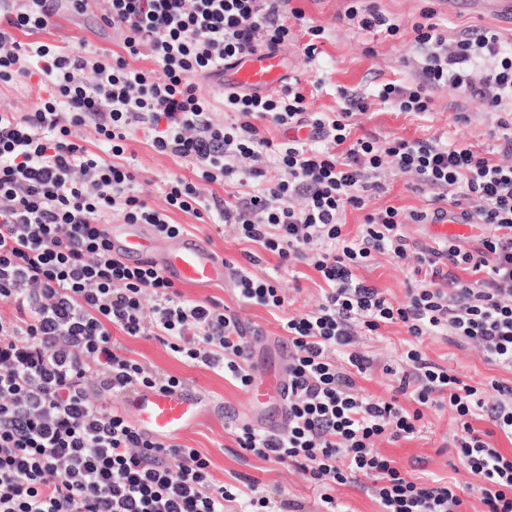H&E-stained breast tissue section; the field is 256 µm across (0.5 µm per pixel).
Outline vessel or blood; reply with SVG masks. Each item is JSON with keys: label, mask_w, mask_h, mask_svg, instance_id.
I'll return each mask as SVG.
<instances>
[{"label": "vessel or blood", "mask_w": 512, "mask_h": 512, "mask_svg": "<svg viewBox=\"0 0 512 512\" xmlns=\"http://www.w3.org/2000/svg\"><path fill=\"white\" fill-rule=\"evenodd\" d=\"M284 70L285 59L280 53L257 50L227 68L222 83L269 92L277 88ZM105 232L113 253L122 260H152L165 276L178 283L205 288L224 282L231 272L223 254L198 237L161 238L147 224H109ZM283 390L279 375L267 371L249 387L250 405L256 410L269 404L281 407ZM123 406L139 431L155 440L171 442L211 415L214 403L188 387L139 388L126 394Z\"/></svg>", "instance_id": "b4317fda"}]
</instances>
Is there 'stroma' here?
I'll use <instances>...</instances> for the list:
<instances>
[{
	"instance_id": "1",
	"label": "stroma",
	"mask_w": 512,
	"mask_h": 512,
	"mask_svg": "<svg viewBox=\"0 0 512 512\" xmlns=\"http://www.w3.org/2000/svg\"><path fill=\"white\" fill-rule=\"evenodd\" d=\"M366 3L399 24V35L392 38L379 31L369 33L343 24L340 17L350 0H294L295 6L304 10L305 20L300 24L291 23L292 38L282 47L281 53L288 63L289 79L299 80L305 90L309 111H341L345 103L339 95L340 89H353L370 102L367 111L353 118L355 135L370 134L382 140L441 137L456 145L474 147L492 161H501L494 135L499 119L496 108L481 102H461L457 92L448 88L434 95L430 112L407 114L381 102L378 93L384 83L408 77L410 70L404 61L414 55L413 26L421 21L424 10H434L435 22L440 23L449 35L486 27L498 31L506 44H512V23L491 13L474 14L466 9L447 8L444 0H366ZM310 26L323 30L322 38L317 41L319 53L312 60L304 53L309 40L306 29ZM15 38L22 43H53L80 54L99 49L116 53L121 42L119 32L89 28L86 23L64 12L55 17L49 29L34 34L19 32ZM460 111L465 112V119H457L456 114ZM122 161L138 171V191L157 206L164 203L161 192L164 182L173 178L198 182L190 166L156 152L140 130L133 132L127 140ZM382 181L384 190L369 200L366 211L376 212L388 206L407 213L427 210L430 195L413 191L410 176L389 169ZM198 184L202 193L211 192L210 184ZM173 218L176 223L187 225L190 235L208 239L226 260L240 261L243 243L221 224L182 212L174 213ZM254 273L261 277H278L291 302L290 312L310 310L321 300V279L306 265L291 268L280 264L277 256L270 255L262 265L255 267ZM357 274L396 305L405 303L408 289L416 285L410 264L395 261L387 254L375 255L366 266L358 268ZM180 291L188 300L221 302L238 312L246 326L259 328V335L249 339L253 365L287 366L288 349L282 340L283 332L276 316L260 307L238 305L233 281L209 288L184 285ZM115 338L127 348L130 357L179 376L187 381L189 387L223 403L224 413H213L182 439L184 445L197 449L210 459V470L216 480L231 484L236 477L243 475L275 497L302 501L313 499V487L302 474L237 447L232 428L245 424L250 411L245 390L212 370L180 362L156 340L134 338L120 332ZM409 340L405 328L398 325L383 327L379 335L367 337L363 349L372 359L373 367L369 379L363 381L362 386L368 394L390 398V371L400 367ZM421 347L432 361L447 367L470 384L497 380L512 386V371L487 364L475 344L457 346L438 337L423 339ZM455 427L451 410L428 409L424 412L423 429L418 436L394 444L383 442L379 449L419 480L442 479L466 487L473 483L474 478L458 459L456 449L448 445V438Z\"/></svg>"
}]
</instances>
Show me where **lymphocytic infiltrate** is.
<instances>
[{
	"instance_id": "1",
	"label": "lymphocytic infiltrate",
	"mask_w": 512,
	"mask_h": 512,
	"mask_svg": "<svg viewBox=\"0 0 512 512\" xmlns=\"http://www.w3.org/2000/svg\"><path fill=\"white\" fill-rule=\"evenodd\" d=\"M62 10L122 31L121 53L87 57L16 40V32L45 30ZM304 17L293 0H0V81L34 79L46 93L31 111L0 112V303L16 307L15 316L0 317V512H225L245 489L253 493L248 512H337V486L362 478L379 512H468L455 486L416 481L376 449L413 438L425 409L444 407L455 414L459 458L481 480V512H512V455L489 442L495 430L512 439V387L486 395L417 343H475L487 363L512 369V164L438 138H352L349 120L367 110L364 96L348 92L342 111L312 112L296 84L269 94L225 90L234 119L217 123L198 78L254 50H278L289 19ZM424 17L413 26L411 80L384 84L380 100L421 115L449 86L463 100L512 107V50L499 34L476 29L452 40L433 12ZM142 58L150 67L139 66ZM272 125L309 128L311 139L332 147L274 142ZM86 128L110 143L108 156L85 145ZM137 128L155 151L192 164L213 192L179 178L167 182L164 206L142 200L133 169L120 161ZM272 166L281 172L274 182ZM388 166L431 192L433 217L466 200L461 219L490 226L491 235L473 250L410 240L406 220L424 214L366 209ZM229 184L241 192L219 195ZM350 209L364 213L352 236L343 232ZM177 211L216 218L254 244L235 267L240 304L285 307L283 289L251 271L262 250L312 267L324 284L315 309L280 323L287 428L234 432L239 448L314 483L313 503L256 492L245 476L236 486L213 479L197 449L146 436L120 405L128 391L185 382L126 355L116 330L157 340L239 388L253 379L237 313L184 299L154 264L114 255L101 231L111 219L173 238L186 231L173 220ZM377 254L415 261L420 280L405 304L394 306L356 276ZM397 323L416 343L395 373L392 397L376 398L360 385L373 365L362 338ZM478 419L491 430L474 428Z\"/></svg>"
}]
</instances>
